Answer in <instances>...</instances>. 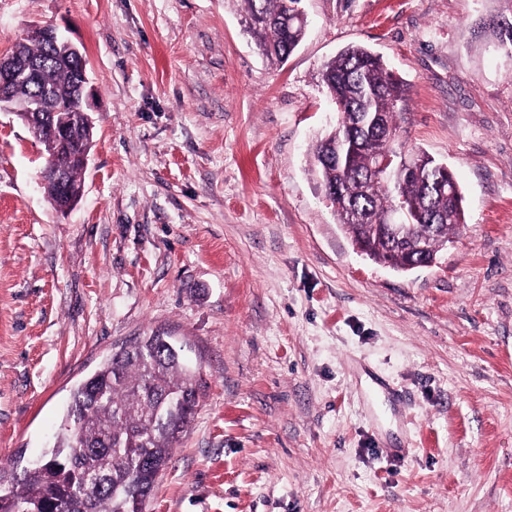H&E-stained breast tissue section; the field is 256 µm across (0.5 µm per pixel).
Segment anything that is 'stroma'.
<instances>
[{"instance_id":"35a3bbf8","label":"stroma","mask_w":512,"mask_h":512,"mask_svg":"<svg viewBox=\"0 0 512 512\" xmlns=\"http://www.w3.org/2000/svg\"><path fill=\"white\" fill-rule=\"evenodd\" d=\"M304 41L258 52L243 0H0L85 52L83 196L0 112V464L40 461L74 388L163 332L194 418L146 512H512V0H302ZM409 86L405 151L447 164L466 222L399 273L344 233L307 160L345 46Z\"/></svg>"}]
</instances>
